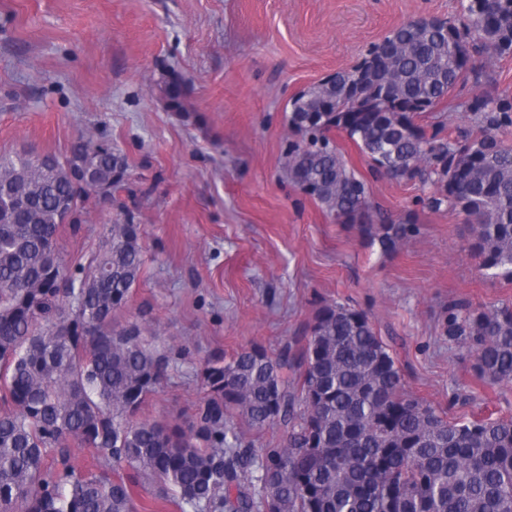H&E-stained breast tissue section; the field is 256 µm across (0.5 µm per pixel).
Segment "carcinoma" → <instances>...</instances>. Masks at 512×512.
<instances>
[{"mask_svg": "<svg viewBox=\"0 0 512 512\" xmlns=\"http://www.w3.org/2000/svg\"><path fill=\"white\" fill-rule=\"evenodd\" d=\"M511 57L512 0H459L452 19L392 29L362 67L292 100L288 181L383 252L405 246L417 224L372 205L332 139L341 131L375 177L431 185L430 209L471 224L481 276L512 280V91L465 102L473 123L454 137L414 122ZM164 92L184 109L182 80ZM70 153L127 171L89 135ZM84 196L65 157L0 158V512H138V489L181 512H512V419L449 416L474 400L463 388L447 410L408 393L368 316L336 301L275 354L212 356L188 428L136 420L187 347L160 351L143 316L115 322L144 270L139 225L109 226L66 268L58 231ZM444 329L478 380L512 383L511 303L456 300ZM243 424L280 425L286 441L258 448ZM74 444L109 468L77 470Z\"/></svg>", "mask_w": 512, "mask_h": 512, "instance_id": "obj_1", "label": "carcinoma"}]
</instances>
